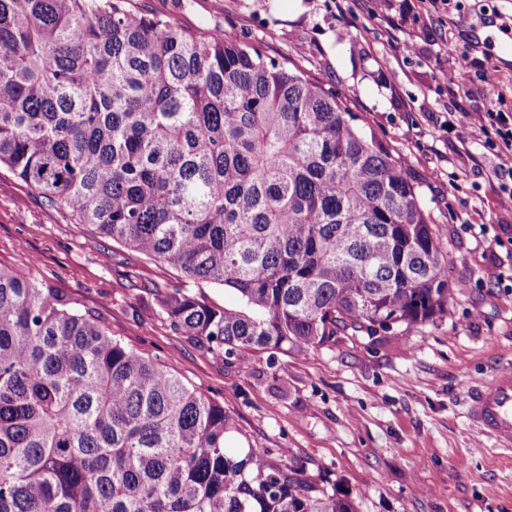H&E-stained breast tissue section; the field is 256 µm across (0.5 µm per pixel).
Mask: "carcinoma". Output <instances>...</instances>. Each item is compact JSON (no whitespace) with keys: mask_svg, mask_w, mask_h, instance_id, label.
Returning <instances> with one entry per match:
<instances>
[{"mask_svg":"<svg viewBox=\"0 0 512 512\" xmlns=\"http://www.w3.org/2000/svg\"><path fill=\"white\" fill-rule=\"evenodd\" d=\"M134 0H0V169L184 277L154 293L218 355H304L448 314V260L404 162L290 60ZM224 405L0 266V512H354L248 446Z\"/></svg>","mask_w":512,"mask_h":512,"instance_id":"cac0c4a2","label":"carcinoma"}]
</instances>
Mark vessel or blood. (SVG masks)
Returning <instances> with one entry per match:
<instances>
[{
	"instance_id": "obj_1",
	"label": "vessel or blood",
	"mask_w": 512,
	"mask_h": 512,
	"mask_svg": "<svg viewBox=\"0 0 512 512\" xmlns=\"http://www.w3.org/2000/svg\"><path fill=\"white\" fill-rule=\"evenodd\" d=\"M468 415L480 430L503 446L512 445V368L503 369L492 385L473 389Z\"/></svg>"
}]
</instances>
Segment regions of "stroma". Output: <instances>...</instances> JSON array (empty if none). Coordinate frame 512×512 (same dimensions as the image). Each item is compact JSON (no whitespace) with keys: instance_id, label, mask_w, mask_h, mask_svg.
I'll list each match as a JSON object with an SVG mask.
<instances>
[{"instance_id":"obj_1","label":"stroma","mask_w":512,"mask_h":512,"mask_svg":"<svg viewBox=\"0 0 512 512\" xmlns=\"http://www.w3.org/2000/svg\"><path fill=\"white\" fill-rule=\"evenodd\" d=\"M190 29H221L274 60L290 59L336 91L365 131L404 160L448 251L452 295L435 323L337 336L306 355L218 356L174 332L152 288L178 287L224 306L234 298L90 239L45 198L0 171V265L29 266L143 356L223 404L254 447L305 463L343 489L356 512H512V447L467 416L469 392L512 367V211L497 202V158L447 125L448 110L503 97L512 109V31L475 25L512 0H136ZM455 42L496 86L458 87L444 50Z\"/></svg>"}]
</instances>
